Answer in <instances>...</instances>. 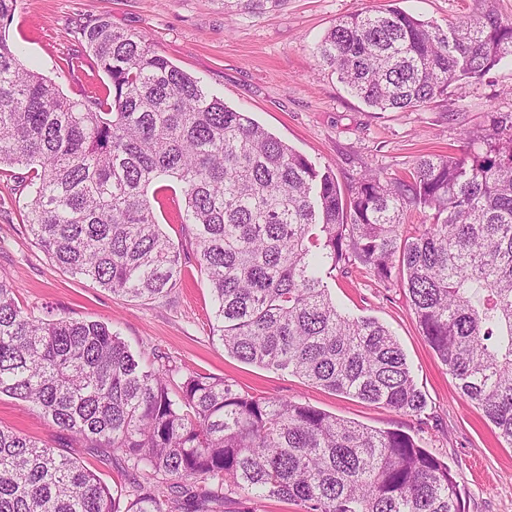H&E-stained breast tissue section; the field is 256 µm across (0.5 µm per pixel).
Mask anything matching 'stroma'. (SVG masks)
Returning <instances> with one entry per match:
<instances>
[{
  "instance_id": "35a3bbf8",
  "label": "stroma",
  "mask_w": 512,
  "mask_h": 512,
  "mask_svg": "<svg viewBox=\"0 0 512 512\" xmlns=\"http://www.w3.org/2000/svg\"><path fill=\"white\" fill-rule=\"evenodd\" d=\"M479 6V0H282L273 11L230 15L224 0H17L4 34L27 66L76 99L83 88L109 84L105 74L91 69L81 37L84 26L108 18L116 29L144 35L229 107L248 112L316 164L331 166L345 187L368 170L404 175L423 155H463L465 136H485L493 118L512 113V65L453 87L451 102L377 112L351 96L336 74L316 66L317 41L350 13L398 9L444 27ZM31 177L21 166L0 167V273L9 277L22 308L106 323L134 353H166L177 365L234 381L242 391L295 400L374 429L420 435L462 487L463 512H512V446L462 396L426 343L400 282L385 285L357 264L337 273L330 287L346 314L375 318L392 331L426 400L418 418L227 354L212 330L206 279L169 211L157 216L179 247L184 274L166 296L130 299L72 276L25 229L22 205ZM0 425L78 457L106 483L119 478L110 456L84 448L25 403L1 397Z\"/></svg>"
}]
</instances>
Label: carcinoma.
Wrapping results in <instances>:
<instances>
[{
    "instance_id": "carcinoma-1",
    "label": "carcinoma",
    "mask_w": 512,
    "mask_h": 512,
    "mask_svg": "<svg viewBox=\"0 0 512 512\" xmlns=\"http://www.w3.org/2000/svg\"><path fill=\"white\" fill-rule=\"evenodd\" d=\"M280 0H224L259 13ZM443 29L390 9L336 21L318 66L378 112L447 101L512 61V20L480 0ZM82 38L110 84L78 100L0 36V166L33 172L28 233L61 267L132 299L177 284L180 252L156 217L160 180L233 358L419 416L426 402L391 331L351 318L328 279L360 264L400 279L422 336L512 445V118L463 156H424L404 177L369 170L346 188L224 104L144 37L100 18ZM429 223L403 234L407 210ZM36 409L125 479L110 487L71 455L0 425V512H461L448 465L398 429L242 392L135 356L104 323L41 316L0 275V396Z\"/></svg>"
}]
</instances>
